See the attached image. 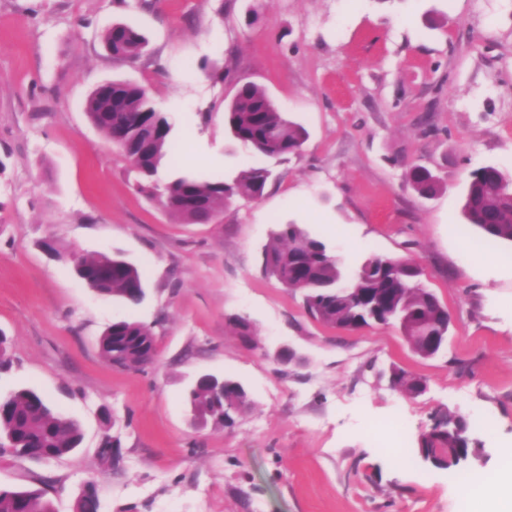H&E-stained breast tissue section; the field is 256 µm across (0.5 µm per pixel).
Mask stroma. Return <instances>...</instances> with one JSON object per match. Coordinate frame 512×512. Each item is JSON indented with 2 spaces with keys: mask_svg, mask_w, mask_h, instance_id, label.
Returning a JSON list of instances; mask_svg holds the SVG:
<instances>
[{
  "mask_svg": "<svg viewBox=\"0 0 512 512\" xmlns=\"http://www.w3.org/2000/svg\"><path fill=\"white\" fill-rule=\"evenodd\" d=\"M117 21L148 37L136 62L101 42ZM112 79L144 86L173 125L178 152L159 181L259 163L224 126L245 82L307 129L303 154L269 160L262 198L226 202L219 223H179L135 192L129 162L85 114ZM489 163L512 172V0H0V330L13 358L0 395L33 389L83 429L57 460L0 457V484L46 489L56 512H74L89 481L98 512H461L463 485L512 456V245L469 253L481 234L461 214L470 171ZM413 164L438 177L435 196L405 185ZM288 222L349 275L374 255L416 259L451 319L444 353L420 357L396 326L309 316L262 268ZM72 253L122 254L143 271L145 300L96 294ZM119 319L152 326L150 363L103 358L100 336ZM282 346L291 360L276 358ZM397 370L426 392L393 386ZM204 373L247 389L232 426L191 427L184 394ZM442 409L479 448L460 478L396 463L366 430L402 419L412 454ZM107 433L121 443L114 468L98 456Z\"/></svg>",
  "mask_w": 512,
  "mask_h": 512,
  "instance_id": "stroma-1",
  "label": "stroma"
}]
</instances>
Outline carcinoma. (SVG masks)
Returning a JSON list of instances; mask_svg holds the SVG:
<instances>
[{"mask_svg":"<svg viewBox=\"0 0 512 512\" xmlns=\"http://www.w3.org/2000/svg\"><path fill=\"white\" fill-rule=\"evenodd\" d=\"M101 39L112 58L123 63L139 59L146 46V37L123 22L107 28ZM85 112L110 140L118 129H124L125 155L137 173L136 192L158 201L183 224H207L224 207V200L233 196L257 199L269 181V169L256 165L231 180H204L184 173L162 186L157 184L153 177L173 152L172 126L141 85L124 80L103 83L87 96ZM224 122L238 142L262 157H288L308 137L301 124L288 119L267 91L253 83L239 87L226 105ZM405 180L424 197L438 189L436 177L422 165L410 166ZM462 212L466 222L480 229L486 239L512 243V174L495 164L471 171ZM74 269L100 295H115L131 304L144 300L142 272L122 258L108 254L79 257L74 259ZM263 269L286 287L301 291L306 312L316 320L349 330L375 321L397 324L418 355L429 358L442 352L432 341L448 336V311L421 281L419 266L412 260L372 256L350 277L324 241L291 222L279 225L264 249ZM153 344L151 326L128 320L112 322L100 338L103 357L123 369L147 364ZM394 378L410 395L417 396L426 388L423 380L403 371L394 373ZM186 402L196 427L231 426L233 411L250 407L244 386L228 378L222 386L210 380L190 385ZM81 442L80 424L35 391L20 388L0 396V444L17 450L40 448L57 459L75 451ZM418 454L435 468L457 473L475 454L468 423L447 410L437 413L421 438ZM0 512L55 510L41 490L0 486Z\"/></svg>","mask_w":512,"mask_h":512,"instance_id":"obj_1","label":"carcinoma"}]
</instances>
